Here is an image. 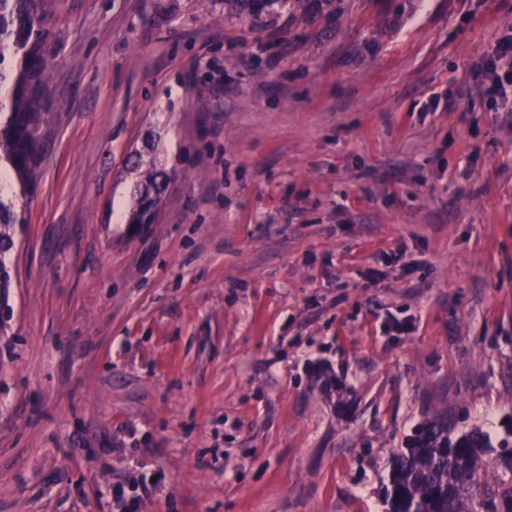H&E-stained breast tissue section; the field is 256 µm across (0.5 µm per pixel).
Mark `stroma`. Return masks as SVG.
<instances>
[{"label": "stroma", "mask_w": 512, "mask_h": 512, "mask_svg": "<svg viewBox=\"0 0 512 512\" xmlns=\"http://www.w3.org/2000/svg\"><path fill=\"white\" fill-rule=\"evenodd\" d=\"M5 261L0 512H384L435 412L512 413V0H53ZM174 172L119 216L132 152ZM377 279L363 278L366 269ZM479 92L496 112H505V121L512 118V25L505 26L482 55ZM165 476L162 472H142L136 480V487L129 495L123 484H112L108 493L110 512H138L140 502L150 500L160 489Z\"/></svg>", "instance_id": "obj_1"}]
</instances>
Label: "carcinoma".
Returning <instances> with one entry per match:
<instances>
[{
	"label": "carcinoma",
	"mask_w": 512,
	"mask_h": 512,
	"mask_svg": "<svg viewBox=\"0 0 512 512\" xmlns=\"http://www.w3.org/2000/svg\"><path fill=\"white\" fill-rule=\"evenodd\" d=\"M52 0H0V256L14 246V228L24 223L15 200L30 196L48 152L51 112L46 96ZM138 174L128 223L151 224L163 201L169 174L156 151L135 154ZM504 436L492 441L480 426L457 430L439 414L396 449L386 512H512V415Z\"/></svg>",
	"instance_id": "obj_1"
}]
</instances>
